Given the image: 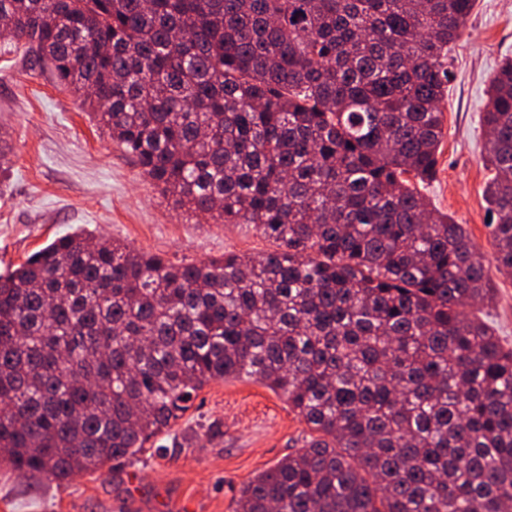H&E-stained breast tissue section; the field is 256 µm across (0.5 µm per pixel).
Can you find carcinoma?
Returning <instances> with one entry per match:
<instances>
[{
	"label": "carcinoma",
	"mask_w": 512,
	"mask_h": 512,
	"mask_svg": "<svg viewBox=\"0 0 512 512\" xmlns=\"http://www.w3.org/2000/svg\"><path fill=\"white\" fill-rule=\"evenodd\" d=\"M476 0H0L24 47L173 207L277 249L173 264L82 232L0 274V466L58 483L134 461L213 381L310 436L236 512H506L512 348L436 171L448 52ZM512 273V61L482 117Z\"/></svg>",
	"instance_id": "carcinoma-1"
}]
</instances>
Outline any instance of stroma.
<instances>
[{
    "label": "stroma",
    "mask_w": 512,
    "mask_h": 512,
    "mask_svg": "<svg viewBox=\"0 0 512 512\" xmlns=\"http://www.w3.org/2000/svg\"><path fill=\"white\" fill-rule=\"evenodd\" d=\"M452 55L437 172L421 191L488 255L484 188L492 171L483 160L481 117L491 77L512 57V0H477ZM1 131L11 146V169L0 182L2 274L75 231L175 264L276 248L252 225L216 224L173 208L93 114L19 51L0 56ZM489 276L495 299L483 313L512 347V277L494 270ZM307 433L262 384L216 381L164 438L166 455L78 474L61 485L0 468V512H235L243 483L295 453Z\"/></svg>",
    "instance_id": "1"
}]
</instances>
